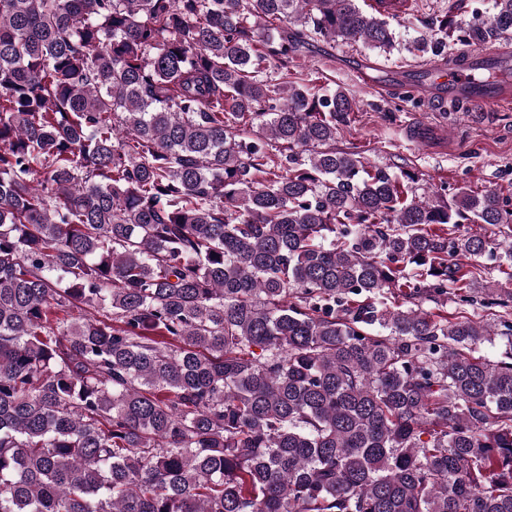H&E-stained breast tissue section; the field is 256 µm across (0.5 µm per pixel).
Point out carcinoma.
I'll return each mask as SVG.
<instances>
[{
	"label": "carcinoma",
	"instance_id": "carcinoma-1",
	"mask_svg": "<svg viewBox=\"0 0 512 512\" xmlns=\"http://www.w3.org/2000/svg\"><path fill=\"white\" fill-rule=\"evenodd\" d=\"M375 2L0 0V512H512V290L463 263L512 283V197L417 193L288 79L400 46Z\"/></svg>",
	"mask_w": 512,
	"mask_h": 512
}]
</instances>
